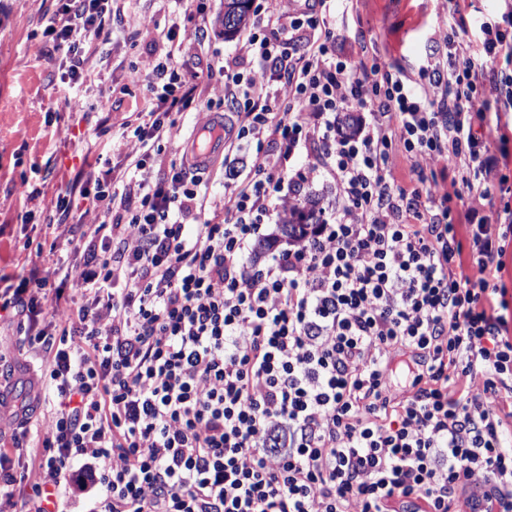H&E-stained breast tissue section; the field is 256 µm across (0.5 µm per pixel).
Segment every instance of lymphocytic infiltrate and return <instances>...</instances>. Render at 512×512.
I'll list each match as a JSON object with an SVG mask.
<instances>
[{"label": "lymphocytic infiltrate", "mask_w": 512, "mask_h": 512, "mask_svg": "<svg viewBox=\"0 0 512 512\" xmlns=\"http://www.w3.org/2000/svg\"><path fill=\"white\" fill-rule=\"evenodd\" d=\"M55 2L42 39L64 83L93 87L82 47L111 39L108 0ZM254 27L219 88L225 153L255 149L244 180L213 205L187 156L153 180L146 148L197 79L157 64L129 189L107 168L56 197L98 217L67 231L80 262L48 268V237L0 273V324L30 360L24 395L0 383V512H512V0L472 54L459 28L436 35L415 78L342 55L335 0H267ZM312 142L323 166L294 168ZM310 175L335 206L249 263L298 203L285 181Z\"/></svg>", "instance_id": "lymphocytic-infiltrate-1"}]
</instances>
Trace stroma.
I'll return each instance as SVG.
<instances>
[{
    "mask_svg": "<svg viewBox=\"0 0 512 512\" xmlns=\"http://www.w3.org/2000/svg\"><path fill=\"white\" fill-rule=\"evenodd\" d=\"M222 0H194L204 10L207 35L197 39L173 0H112V39L86 44L88 64L102 80L86 93L83 111L69 107L60 72L39 34L53 9L52 0H0V268L34 259L49 221L53 202L71 174L94 162L100 149L111 147L110 165L125 171L129 161L118 142L132 134L138 113L155 108L154 98L133 83L152 62L173 58L177 67L197 72L198 106L176 115L172 141L153 152L154 175L166 178L175 151L184 150L196 124L221 81L222 65L244 70L241 38L225 39L214 20ZM500 16L498 0H462L449 15L446 0H355L336 5V28L347 45L364 42L370 54L417 73L432 34L462 24L467 34L457 43L459 55L472 52L480 22ZM175 40H167L169 29ZM252 148L240 143L235 164L215 158L204 175L207 196L217 201L227 178L245 177ZM41 184L35 202L19 193L21 178Z\"/></svg>",
    "mask_w": 512,
    "mask_h": 512,
    "instance_id": "35a3bbf8",
    "label": "stroma"
}]
</instances>
